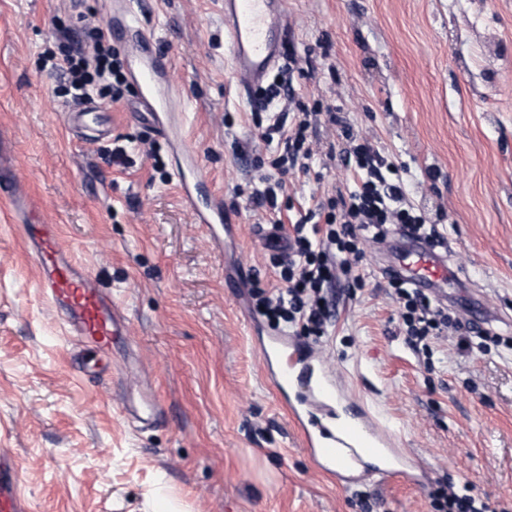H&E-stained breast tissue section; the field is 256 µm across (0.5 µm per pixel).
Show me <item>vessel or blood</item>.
I'll use <instances>...</instances> for the list:
<instances>
[{"label":"vessel or blood","instance_id":"obj_1","mask_svg":"<svg viewBox=\"0 0 512 512\" xmlns=\"http://www.w3.org/2000/svg\"><path fill=\"white\" fill-rule=\"evenodd\" d=\"M224 26L234 78L242 88H255L284 50L288 13L281 0H224ZM110 32L134 64L132 83L140 113L165 135L172 127L182 126L185 101L166 89V58L151 32L140 27L131 4L127 2L113 14ZM97 111V106L84 102L72 106L64 120L79 133L94 123ZM174 174L183 202L200 223L224 222L223 196L211 190L199 159L182 142L177 145ZM0 200L7 203L13 222L24 231L40 270L39 292L60 314L67 336L80 348L112 349L125 334L124 314L87 267L61 244L57 225L42 217L27 190L12 184L3 154ZM388 271L419 288L443 289L456 282L447 259L417 241L396 253ZM257 350L270 387L288 408L317 468L336 474L349 486L398 475L396 466L384 465L381 459L387 450L406 457V449L398 447L395 434L369 408L357 406V392L327 365L317 348L271 330ZM125 412L144 428L162 416L152 396L128 404ZM0 512H28L20 469L2 451Z\"/></svg>","mask_w":512,"mask_h":512}]
</instances>
